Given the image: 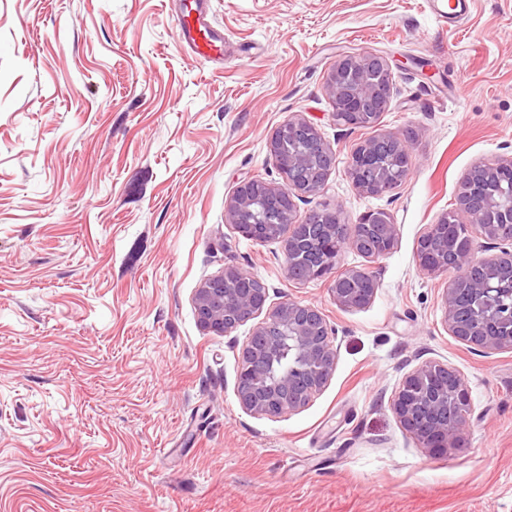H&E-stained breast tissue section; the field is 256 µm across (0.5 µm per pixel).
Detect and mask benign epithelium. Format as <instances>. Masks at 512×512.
Masks as SVG:
<instances>
[{
    "mask_svg": "<svg viewBox=\"0 0 512 512\" xmlns=\"http://www.w3.org/2000/svg\"><path fill=\"white\" fill-rule=\"evenodd\" d=\"M376 55L356 52L339 57L326 79L325 90L335 102L334 111L349 118L350 127L365 117L364 107L391 104V89L369 77ZM284 124L301 138V148L288 155L278 170L282 183H264L259 178L243 181L227 203L225 219L244 238L255 241L267 235L266 225L246 224L242 216L256 202L253 187L266 184L272 204L281 212V222L293 230L303 225L306 233L288 237L285 259L288 278L304 275L310 280L332 278L331 293L344 308H362L370 303L377 281L362 269L348 276L357 288H346L332 277L334 262L319 251L320 242L337 231L332 224L310 220L312 213L297 214L293 197L321 192L326 179L318 174L330 164L333 150L310 122L290 117ZM420 131L409 129L365 140L351 154L349 178L365 195H382L395 189L393 164L412 165L411 144ZM464 191L457 197V210L470 214L465 236L457 245L434 232L423 239L416 259L421 270L431 274L450 272L455 285L444 294V317L448 331L473 348L489 353L512 350V201L502 205L501 195L512 191V159L484 162L463 177ZM486 243L479 245L476 238ZM397 228L380 211H368L352 226L345 240H336L335 255L359 250L368 243L379 256L391 253ZM255 275L234 265L206 279L195 296L199 323L208 332L223 336L261 313L268 290L241 288ZM331 328L320 310L298 301L283 302L268 310L254 330L250 360L239 366L237 396L242 407L258 415L277 418L300 408L303 399L321 390L330 379L336 360ZM392 409L403 428L430 455L439 456L465 444L471 393L464 376L438 362L426 363L409 373L396 393Z\"/></svg>",
    "mask_w": 512,
    "mask_h": 512,
    "instance_id": "1",
    "label": "benign epithelium"
}]
</instances>
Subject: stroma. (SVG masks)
Instances as JSON below:
<instances>
[{"mask_svg":"<svg viewBox=\"0 0 512 512\" xmlns=\"http://www.w3.org/2000/svg\"><path fill=\"white\" fill-rule=\"evenodd\" d=\"M210 5L220 66L179 46L169 0H0V512H512V350L452 336L451 277L415 257L464 174L512 156V0H468L453 25L433 0ZM362 50L390 64L392 100L350 131L323 86ZM296 115L336 154L298 213L397 227L389 255L339 258L376 275L364 308L290 281L282 242L225 220L241 180L281 183L268 140ZM410 128L407 179L358 193L356 144ZM232 264L334 333L330 380L278 418L237 397L256 320H197L201 283ZM428 362L472 396L465 447L441 456L391 407Z\"/></svg>","mask_w":512,"mask_h":512,"instance_id":"stroma-1","label":"stroma"}]
</instances>
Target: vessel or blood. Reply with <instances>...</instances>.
Listing matches in <instances>:
<instances>
[{"label":"vessel or blood","mask_w":512,"mask_h":512,"mask_svg":"<svg viewBox=\"0 0 512 512\" xmlns=\"http://www.w3.org/2000/svg\"><path fill=\"white\" fill-rule=\"evenodd\" d=\"M179 45L213 63L224 60V35L207 18L206 0H179L176 10Z\"/></svg>","instance_id":"1"}]
</instances>
